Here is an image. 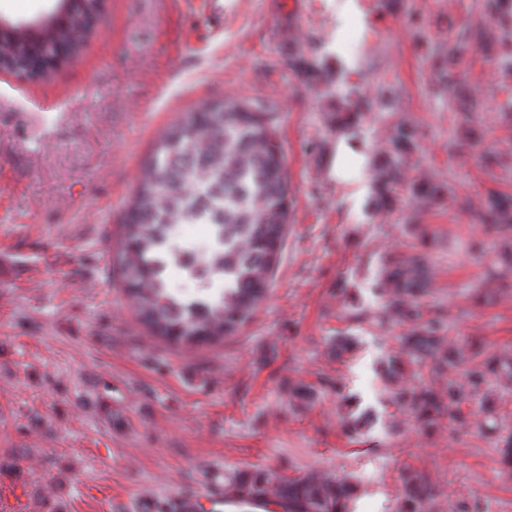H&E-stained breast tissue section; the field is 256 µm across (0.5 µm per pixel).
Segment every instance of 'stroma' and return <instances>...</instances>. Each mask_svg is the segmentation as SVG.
I'll list each match as a JSON object with an SVG mask.
<instances>
[{"mask_svg": "<svg viewBox=\"0 0 512 512\" xmlns=\"http://www.w3.org/2000/svg\"><path fill=\"white\" fill-rule=\"evenodd\" d=\"M216 2L224 36L200 51L181 39L204 36L206 15L105 0L58 69L0 71V261L14 263L0 270V512H137L260 473L272 492L312 476L350 485L348 512H399L407 471L429 480L430 512H512V388L493 415L422 429L384 392L410 326L377 289L387 258L421 253L444 346L512 361V287L470 250L503 249L475 216L488 191L512 196V62L486 0ZM221 98L272 115L288 233L241 331L177 348L135 319L112 250L157 136ZM400 125L421 137L380 207L375 168ZM423 183L441 195L413 196Z\"/></svg>", "mask_w": 512, "mask_h": 512, "instance_id": "1", "label": "stroma"}]
</instances>
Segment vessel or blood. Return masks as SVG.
I'll return each mask as SVG.
<instances>
[{
  "label": "vessel or blood",
  "instance_id": "vessel-or-blood-1",
  "mask_svg": "<svg viewBox=\"0 0 512 512\" xmlns=\"http://www.w3.org/2000/svg\"><path fill=\"white\" fill-rule=\"evenodd\" d=\"M174 512H288L286 501L272 493L256 494L241 485L225 490L219 479L200 488L182 491L173 498Z\"/></svg>",
  "mask_w": 512,
  "mask_h": 512
}]
</instances>
